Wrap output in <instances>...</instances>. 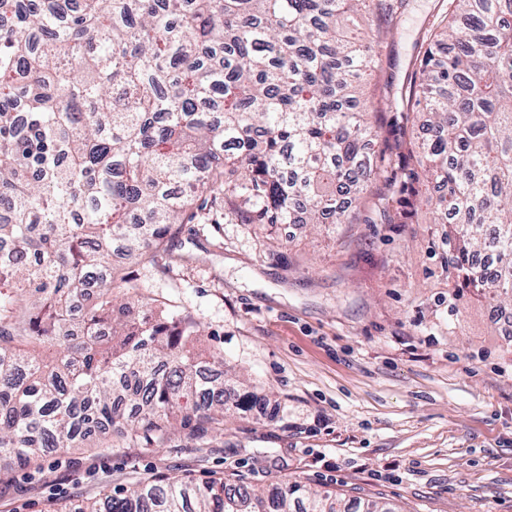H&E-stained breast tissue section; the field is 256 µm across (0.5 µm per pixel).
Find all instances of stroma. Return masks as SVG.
<instances>
[{"mask_svg":"<svg viewBox=\"0 0 512 512\" xmlns=\"http://www.w3.org/2000/svg\"><path fill=\"white\" fill-rule=\"evenodd\" d=\"M448 0H385L369 98L407 90ZM404 224L363 210L335 238L225 218L206 198L154 260L123 261L147 298L174 301L222 351L242 393L223 436L167 446L113 438L25 469L0 465V512H52L139 477L260 486L288 478L393 512H512V324L454 301L448 247L425 203ZM458 313H451V306Z\"/></svg>","mask_w":512,"mask_h":512,"instance_id":"obj_1","label":"stroma"}]
</instances>
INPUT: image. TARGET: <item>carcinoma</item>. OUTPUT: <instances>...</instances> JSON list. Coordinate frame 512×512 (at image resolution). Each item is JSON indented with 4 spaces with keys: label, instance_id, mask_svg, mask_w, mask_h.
<instances>
[{
    "label": "carcinoma",
    "instance_id": "carcinoma-1",
    "mask_svg": "<svg viewBox=\"0 0 512 512\" xmlns=\"http://www.w3.org/2000/svg\"><path fill=\"white\" fill-rule=\"evenodd\" d=\"M412 95L424 133L377 197L426 195L456 296L512 308V0H449ZM373 0H0V458L109 429L224 436L233 373L202 382L197 326L117 281L204 193L241 224H351L375 174L359 87L381 58L340 22ZM67 512H390L300 482L144 479Z\"/></svg>",
    "mask_w": 512,
    "mask_h": 512
}]
</instances>
